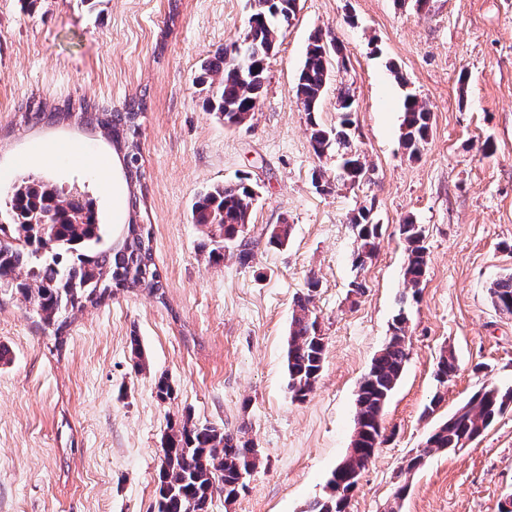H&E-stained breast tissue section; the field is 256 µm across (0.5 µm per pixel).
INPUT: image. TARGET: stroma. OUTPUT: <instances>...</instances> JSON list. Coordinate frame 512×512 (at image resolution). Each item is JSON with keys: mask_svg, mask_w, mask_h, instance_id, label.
<instances>
[{"mask_svg": "<svg viewBox=\"0 0 512 512\" xmlns=\"http://www.w3.org/2000/svg\"><path fill=\"white\" fill-rule=\"evenodd\" d=\"M249 0H0V209L19 175L86 185L104 223H127L128 188L111 145L77 120L25 125L19 108L89 102L101 109L143 98L137 147L164 296L134 288L75 311L55 350L21 295L0 297V512H156L161 438L183 415L246 429L263 464L232 501L209 512H306L323 497L355 427L359 383L390 334L404 294L398 226L425 231L428 271L408 309L411 349L384 415L388 440L363 471L348 512H499L512 496V410L460 451L400 468L439 419L483 386H512V315L488 287L512 274V0H300L271 57L259 109L229 127L203 108L196 82L207 55L242 34ZM335 37L320 119L336 124L347 85L357 110L353 144L365 178L336 183V160L317 158L296 97L310 34ZM432 113L429 142L409 157L400 134L406 93ZM322 170L330 190L317 189ZM249 176L260 198L248 263L213 262L211 227L193 223L197 196ZM372 208L380 249L364 270L354 209ZM288 224L287 247L267 244ZM318 280L314 311L326 351L302 403L286 389L288 326L297 296ZM362 282V292L352 290ZM139 340L148 367L131 351ZM458 360L433 415L442 348ZM175 389L159 401L155 381Z\"/></svg>", "mask_w": 512, "mask_h": 512, "instance_id": "35a3bbf8", "label": "stroma"}]
</instances>
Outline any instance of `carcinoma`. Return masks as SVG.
Instances as JSON below:
<instances>
[{
	"label": "carcinoma",
	"mask_w": 512,
	"mask_h": 512,
	"mask_svg": "<svg viewBox=\"0 0 512 512\" xmlns=\"http://www.w3.org/2000/svg\"><path fill=\"white\" fill-rule=\"evenodd\" d=\"M296 0H251L249 25L243 40L253 56L256 70L239 72L232 64L235 44L224 47L202 66L201 83L209 84L211 97L206 104L230 125H245L254 117L266 81L263 63L275 52L282 29V12L295 13ZM330 36L316 31L309 37L306 55L296 85V95L305 113L310 142L317 158L336 154L340 165L359 163L358 178L366 173V163L351 139V112L354 94L350 87L337 89L336 105L339 121L327 126L319 119L324 93L330 81L332 60L325 56V41ZM143 100L133 99L123 108L104 112H82L80 118L90 129L99 128L122 154L124 166L134 165L139 156L134 144L139 134ZM72 117L70 109L43 108L24 113L32 125L60 124ZM432 115L425 102L414 94L404 100L401 140L409 155L417 156L429 141ZM8 210L12 223L0 224V294L16 293L33 306L43 330L54 337V346L62 348L65 329L74 311L87 305L97 306L112 297V292L128 288H144L152 294H164L162 276L154 262L150 228L146 224L124 225L119 238L106 233L86 186L63 192L40 177L21 176L15 183ZM254 207V184L247 176L236 185L211 186L194 204L196 224L215 228L216 247L210 252L214 261L234 254L245 263L251 256L249 243L242 237V227L250 223ZM357 231L354 263L363 265L377 252L382 225L374 222L371 210L360 207L350 217ZM407 254L404 284L410 298L418 300L420 284L427 275V248L424 230L407 219L398 227ZM292 225L271 229L268 244L274 248L288 245ZM318 282L308 283L307 293L298 297L291 317L286 369L287 389L292 400L305 401L315 388L324 361L326 345L318 318L310 308L312 293ZM488 294L493 306L512 314V275L490 283ZM408 318L404 310L391 325V334L374 355L359 386L355 431L360 442L379 447L385 440L383 416L385 406L401 380L409 360ZM457 371V357L452 349L439 355L434 378L437 382L426 413L433 414L444 400L441 387L448 384ZM512 409V387H483L448 418L440 421L427 436L423 448L405 460L402 471L410 474L423 465L433 451L463 448L479 439L492 423ZM263 456L246 438V430L229 432L212 424H200L185 417L179 426L169 427L162 441V458L157 474V512H199L216 491L224 499L239 494L243 486L239 475L257 468ZM350 483L332 472L327 481L328 493L314 501L307 512H344L349 507L346 495Z\"/></svg>",
	"instance_id": "cac0c4a2"
}]
</instances>
